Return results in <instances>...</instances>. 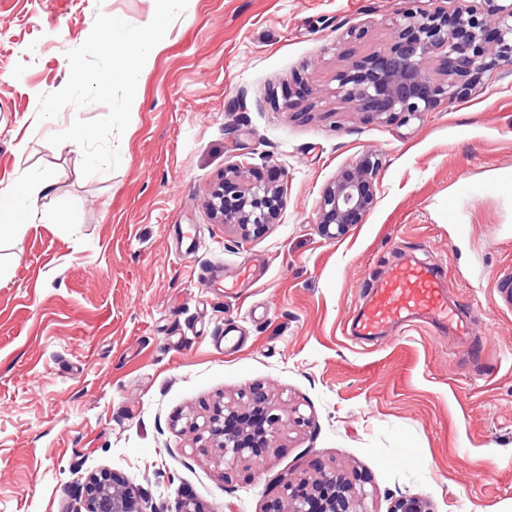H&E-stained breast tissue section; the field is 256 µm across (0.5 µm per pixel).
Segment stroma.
<instances>
[{
    "instance_id": "1",
    "label": "stroma",
    "mask_w": 512,
    "mask_h": 512,
    "mask_svg": "<svg viewBox=\"0 0 512 512\" xmlns=\"http://www.w3.org/2000/svg\"><path fill=\"white\" fill-rule=\"evenodd\" d=\"M401 0H188L142 68L117 169L81 173L52 131L68 50L96 13L142 26L155 0H0V189L49 180L37 223L0 240V512H78L120 473L147 512L193 496L264 512L313 463L366 481L369 512L402 495L432 512H512V75L424 117L367 119L336 76L393 42ZM363 30L362 38L351 29ZM298 99L289 109V99ZM378 164L380 192L340 238L325 186ZM277 171L276 223L242 238L206 198L225 170ZM417 261L442 273L467 337L419 320L354 332L369 282ZM235 329L234 351L216 348ZM259 386L283 423L270 452L225 471L199 428Z\"/></svg>"
}]
</instances>
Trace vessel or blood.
<instances>
[{"mask_svg":"<svg viewBox=\"0 0 512 512\" xmlns=\"http://www.w3.org/2000/svg\"><path fill=\"white\" fill-rule=\"evenodd\" d=\"M437 280L424 264L391 267L370 290L369 305L357 319L360 335H378L387 326L410 322L420 314L446 326L449 334L465 335V322L449 308Z\"/></svg>","mask_w":512,"mask_h":512,"instance_id":"vessel-or-blood-1","label":"vessel or blood"}]
</instances>
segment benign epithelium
Listing matches in <instances>:
<instances>
[{"instance_id":"benign-epithelium-1","label":"benign epithelium","mask_w":512,"mask_h":512,"mask_svg":"<svg viewBox=\"0 0 512 512\" xmlns=\"http://www.w3.org/2000/svg\"><path fill=\"white\" fill-rule=\"evenodd\" d=\"M489 9L448 0L431 12L401 11L398 40L337 76L336 94L356 103L369 117L383 122L400 114L409 119L430 111L439 101H453L480 83L492 68L512 73V0H482ZM376 166L369 160L342 170L324 190L318 223L331 236L362 223L377 195ZM239 180L232 195L224 184L208 200L212 216L243 235L274 223L282 206V191L274 182ZM278 417L265 392L244 402L215 408L208 432L224 453V468L261 457L270 448ZM288 505L274 501L265 512H366L364 485L336 472L318 471L285 486ZM83 491L86 512H145L140 497L121 476L102 471L88 477ZM390 512H432L427 500L415 495L397 498Z\"/></svg>"}]
</instances>
